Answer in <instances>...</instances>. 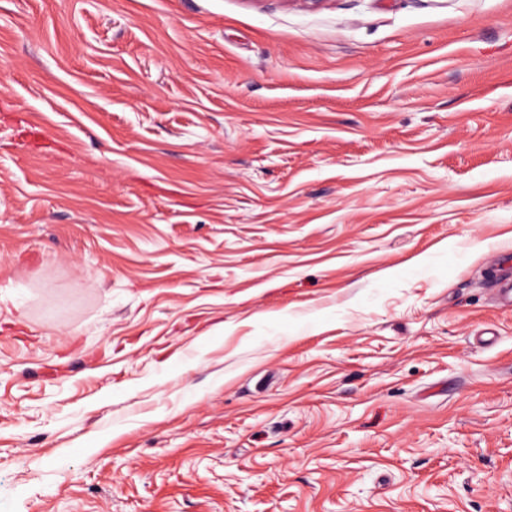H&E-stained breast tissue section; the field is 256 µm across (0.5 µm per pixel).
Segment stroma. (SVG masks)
Wrapping results in <instances>:
<instances>
[{
  "label": "stroma",
  "mask_w": 512,
  "mask_h": 512,
  "mask_svg": "<svg viewBox=\"0 0 512 512\" xmlns=\"http://www.w3.org/2000/svg\"><path fill=\"white\" fill-rule=\"evenodd\" d=\"M512 0H0V512H512Z\"/></svg>",
  "instance_id": "stroma-1"
}]
</instances>
